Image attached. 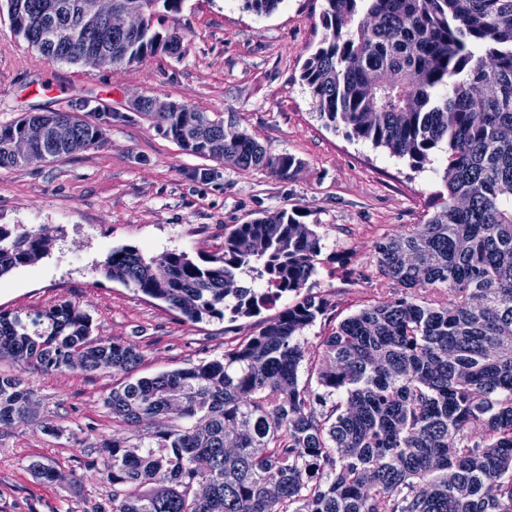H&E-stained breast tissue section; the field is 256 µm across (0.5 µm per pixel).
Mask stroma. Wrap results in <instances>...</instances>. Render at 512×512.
<instances>
[{
    "label": "stroma",
    "mask_w": 512,
    "mask_h": 512,
    "mask_svg": "<svg viewBox=\"0 0 512 512\" xmlns=\"http://www.w3.org/2000/svg\"><path fill=\"white\" fill-rule=\"evenodd\" d=\"M326 0H282L269 15L243 0H182L159 12L155 29L177 30L187 52L156 54L118 67L66 64L17 36L0 8V126L29 112L65 111L99 125L103 143L49 163L0 168V224H23L50 238L38 262L0 278V310L35 313L64 301L87 311L98 336L136 343L139 375L153 376L221 357L229 335L253 334L274 311L235 323H191L166 303L107 279L109 252L216 251L224 229L264 214L298 208L324 236L322 262L308 282L340 315L391 290L375 277L374 245L425 223L440 189L434 166L417 171L371 143L325 127L300 79L304 60L322 41ZM150 97L185 104L252 135L301 164L288 179L240 170L183 151L138 111ZM214 167V178L196 177ZM361 273L346 281L339 263ZM38 405L31 422L0 429V512H96L112 487L87 473L91 445L119 437L135 444L151 422H113L104 405L123 375L63 370L22 373ZM60 427L53 435L49 426ZM62 473H86L80 494L36 478L32 460Z\"/></svg>",
    "instance_id": "obj_1"
}]
</instances>
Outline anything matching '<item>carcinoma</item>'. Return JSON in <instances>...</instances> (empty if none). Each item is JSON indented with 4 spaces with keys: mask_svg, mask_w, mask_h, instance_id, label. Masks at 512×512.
Instances as JSON below:
<instances>
[{
    "mask_svg": "<svg viewBox=\"0 0 512 512\" xmlns=\"http://www.w3.org/2000/svg\"><path fill=\"white\" fill-rule=\"evenodd\" d=\"M15 32L43 54L78 64L83 42L106 45L105 22L87 32L82 0H6ZM179 10L181 0H117ZM282 0H244L257 15ZM326 35L302 65L325 126L345 129L423 169L440 153L442 189L431 217L376 242L380 281L394 296L339 321L306 357L303 331L335 305L306 288L323 250L319 225L293 209L224 228L216 252L146 256L112 250L104 276L161 300L188 321L234 323L294 302L257 333L224 342V356L137 377L132 342L93 335L71 302L31 313L0 311V361L45 375L112 371L125 382L105 399L112 421L153 423L136 444L93 446L112 483L98 512H512V0H326ZM185 37L147 25L112 37L104 66L158 52L179 58ZM140 112L182 150L241 170L288 179L300 161L224 119L170 103ZM33 124H65L66 142L26 156L14 141ZM102 129L70 112H30L0 126V168L48 162L99 146ZM51 240L0 224V277L36 263ZM448 290L443 302L423 293ZM178 392L184 406L168 409ZM24 378L0 370V427L35 417ZM211 460L202 474L197 456ZM72 493L83 478L33 461ZM455 476L448 483V473Z\"/></svg>",
    "mask_w": 512,
    "mask_h": 512,
    "instance_id": "1",
    "label": "carcinoma"
}]
</instances>
